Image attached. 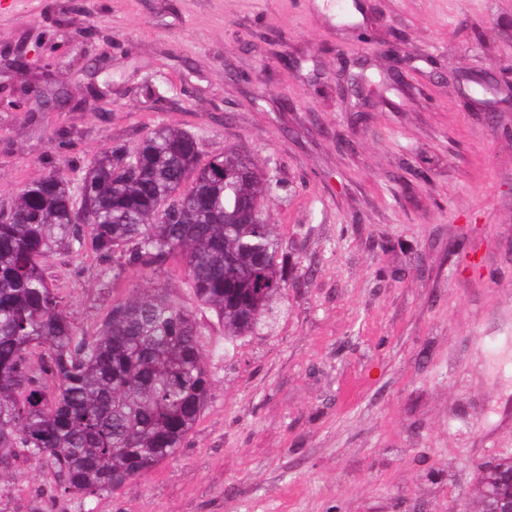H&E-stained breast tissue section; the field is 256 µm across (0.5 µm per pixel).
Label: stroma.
<instances>
[{
	"label": "stroma",
	"instance_id": "1",
	"mask_svg": "<svg viewBox=\"0 0 512 512\" xmlns=\"http://www.w3.org/2000/svg\"><path fill=\"white\" fill-rule=\"evenodd\" d=\"M39 29L72 105L0 112V206L57 132L89 161L175 125L281 182L295 268L272 328L198 311L224 356L175 456L97 498L21 459L0 512H476L512 457V0H0V46ZM100 268L49 269L89 335L130 288ZM501 487L499 485L497 475L489 471L482 480L480 486V511L493 512L495 506V496L499 493Z\"/></svg>",
	"mask_w": 512,
	"mask_h": 512
}]
</instances>
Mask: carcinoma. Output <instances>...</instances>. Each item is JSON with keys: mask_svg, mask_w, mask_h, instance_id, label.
<instances>
[{"mask_svg": "<svg viewBox=\"0 0 512 512\" xmlns=\"http://www.w3.org/2000/svg\"><path fill=\"white\" fill-rule=\"evenodd\" d=\"M21 95L43 106L56 93L29 83ZM55 150L81 170L80 191L51 169L0 221V480L20 458H47L65 492L92 498L173 456L212 395L208 359L224 350L204 348L195 310L156 276L181 264L196 306L231 342L262 325L266 297L287 292L288 254L263 210L252 211L269 199V180L235 148L204 163L193 134L160 126L86 166L69 141ZM88 251L103 287L132 280L92 336L48 274L56 256ZM499 491L488 472L481 512Z\"/></svg>", "mask_w": 512, "mask_h": 512, "instance_id": "cac0c4a2", "label": "carcinoma"}]
</instances>
